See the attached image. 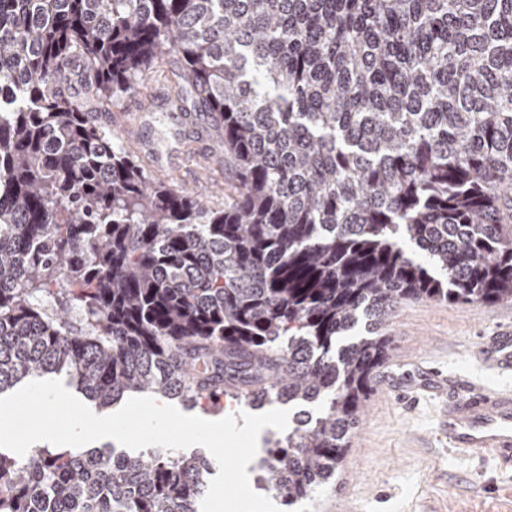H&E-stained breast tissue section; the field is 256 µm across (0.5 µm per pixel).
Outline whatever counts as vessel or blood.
<instances>
[{"label":"vessel or blood","mask_w":512,"mask_h":512,"mask_svg":"<svg viewBox=\"0 0 512 512\" xmlns=\"http://www.w3.org/2000/svg\"><path fill=\"white\" fill-rule=\"evenodd\" d=\"M484 360L502 371L512 369V337H496ZM443 431L451 447L489 450L506 463L512 462V392L474 389L462 400L451 402Z\"/></svg>","instance_id":"b4317fda"}]
</instances>
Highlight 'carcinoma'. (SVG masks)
Here are the masks:
<instances>
[{
  "instance_id": "carcinoma-1",
  "label": "carcinoma",
  "mask_w": 512,
  "mask_h": 512,
  "mask_svg": "<svg viewBox=\"0 0 512 512\" xmlns=\"http://www.w3.org/2000/svg\"><path fill=\"white\" fill-rule=\"evenodd\" d=\"M82 64L81 91L68 84ZM234 201L99 119L162 63ZM0 395L316 404L259 478L336 476L410 299L512 301V0H0ZM204 456L0 450V512H199Z\"/></svg>"
}]
</instances>
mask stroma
Here are the masks:
<instances>
[{
	"instance_id": "35a3bbf8",
	"label": "stroma",
	"mask_w": 512,
	"mask_h": 512,
	"mask_svg": "<svg viewBox=\"0 0 512 512\" xmlns=\"http://www.w3.org/2000/svg\"><path fill=\"white\" fill-rule=\"evenodd\" d=\"M173 92L169 66L155 67L103 122L153 178L224 209L234 198L232 173L211 161L224 152V134L203 115L183 123L164 117ZM510 331L512 303L400 305L385 329L390 365L369 393L335 480L292 505L276 498L280 512H512V465L451 448L440 433L449 399L476 386L512 389V373L480 362L483 349ZM441 378L452 381L451 395L432 390Z\"/></svg>"
}]
</instances>
